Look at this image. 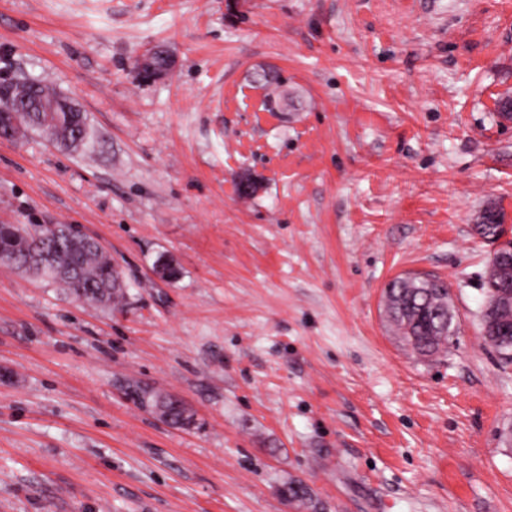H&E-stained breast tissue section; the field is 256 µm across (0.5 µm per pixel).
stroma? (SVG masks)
I'll return each instance as SVG.
<instances>
[{"label": "stroma", "instance_id": "obj_1", "mask_svg": "<svg viewBox=\"0 0 512 512\" xmlns=\"http://www.w3.org/2000/svg\"><path fill=\"white\" fill-rule=\"evenodd\" d=\"M239 3L0 0V83L90 132L0 139V224L81 225L128 285L108 311L0 265V512H512L475 229L491 201L512 225V0ZM157 46L175 68L142 80ZM408 273L452 295L429 360L384 311ZM262 84L268 91L264 100L266 110L276 112V109H288V103L285 108H282L283 103L288 102V91L282 89V85L277 77L264 76ZM143 399L166 422L175 427L187 426L191 416L183 405L178 404L170 395H161L143 391Z\"/></svg>", "mask_w": 512, "mask_h": 512}]
</instances>
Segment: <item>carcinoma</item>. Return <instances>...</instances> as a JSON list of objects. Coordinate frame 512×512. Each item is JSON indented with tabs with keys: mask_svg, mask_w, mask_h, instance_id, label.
Here are the masks:
<instances>
[{
	"mask_svg": "<svg viewBox=\"0 0 512 512\" xmlns=\"http://www.w3.org/2000/svg\"><path fill=\"white\" fill-rule=\"evenodd\" d=\"M267 94L266 110L274 112L288 101V91L282 88L275 76L263 77ZM55 93L37 82H10L0 85V105L8 101H49ZM30 126L47 132L48 122L64 125L70 119L85 122L81 112H28ZM504 212L494 202L485 205L478 218V226L497 230L503 223ZM33 239L27 224L0 226V254H18L31 248ZM35 273L55 284L68 295L103 307H115L126 298V284L102 245L94 238L62 245L54 250L52 264ZM498 282L485 281L486 303L481 312V331L484 341L493 348L505 363H512V316H499L493 304L498 292ZM384 303L389 321L398 331L402 344L413 354L431 358L448 347L457 331L448 284L428 276H398L384 289ZM143 399L166 422L184 427L191 416L183 405L169 395L143 392ZM290 502L311 499L310 489L300 481H291L282 489Z\"/></svg>",
	"mask_w": 512,
	"mask_h": 512,
	"instance_id": "cac0c4a2",
	"label": "carcinoma"
}]
</instances>
